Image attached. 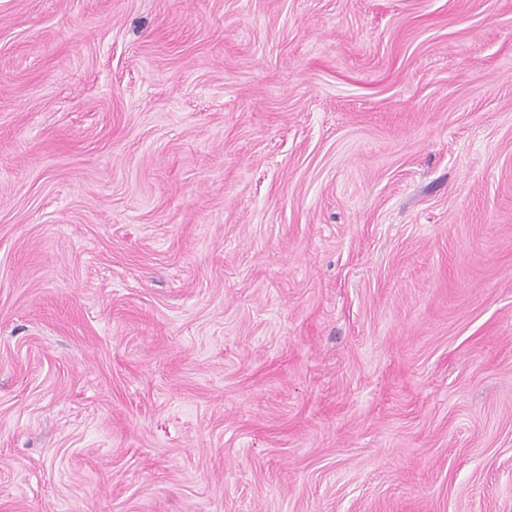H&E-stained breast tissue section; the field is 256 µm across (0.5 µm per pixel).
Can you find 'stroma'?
<instances>
[{"label": "stroma", "instance_id": "stroma-1", "mask_svg": "<svg viewBox=\"0 0 512 512\" xmlns=\"http://www.w3.org/2000/svg\"><path fill=\"white\" fill-rule=\"evenodd\" d=\"M0 512H512V0H0Z\"/></svg>", "mask_w": 512, "mask_h": 512}]
</instances>
